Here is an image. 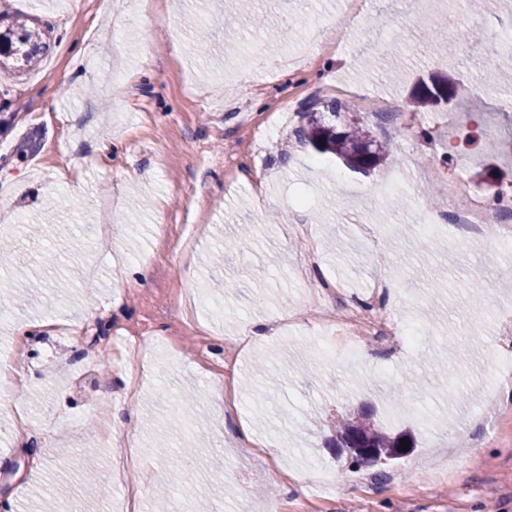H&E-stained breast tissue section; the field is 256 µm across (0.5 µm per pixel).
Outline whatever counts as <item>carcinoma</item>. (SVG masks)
<instances>
[{"label": "carcinoma", "mask_w": 512, "mask_h": 512, "mask_svg": "<svg viewBox=\"0 0 512 512\" xmlns=\"http://www.w3.org/2000/svg\"><path fill=\"white\" fill-rule=\"evenodd\" d=\"M10 19V25L0 29V68L14 63L30 66L39 56L47 52L49 46L44 41L43 32L29 25V19L19 13L0 10V22ZM459 84L448 76L431 73L418 79L411 90V104L419 109H430L446 105L457 95ZM300 145L310 148L318 154H331L344 166L357 172H370L376 169L386 158V149L370 150L365 139L367 132L364 124L354 122L339 131L336 122L324 116L309 115L305 123L296 131ZM334 434L331 447L344 448L351 454L357 467H369L381 458L396 460L401 458V439H407L409 447H415L411 432H390L371 421L365 415L338 417L331 421ZM368 446L375 454H367L360 447Z\"/></svg>", "instance_id": "cac0c4a2"}]
</instances>
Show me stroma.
Wrapping results in <instances>:
<instances>
[{"instance_id":"1","label":"stroma","mask_w":512,"mask_h":512,"mask_svg":"<svg viewBox=\"0 0 512 512\" xmlns=\"http://www.w3.org/2000/svg\"><path fill=\"white\" fill-rule=\"evenodd\" d=\"M13 0L51 55L0 71V505L15 512H512V401L479 387L512 351V273L451 214L512 196V86L487 84L488 42L512 11L468 0ZM203 21L205 31L190 25ZM322 32L338 49L301 66ZM462 81L449 109L409 108L416 79ZM340 100L394 147L361 174L295 146L303 111ZM495 127L486 143L479 134ZM461 191L448 195L447 179ZM400 183L403 202L383 192ZM376 190L366 194L365 183ZM333 321L392 283L410 354L329 360ZM50 321L18 342V323ZM266 323L254 342L244 330ZM192 407L179 404L181 392ZM413 429L407 457L360 479L317 421L360 409ZM29 419L15 435L10 415Z\"/></svg>"}]
</instances>
